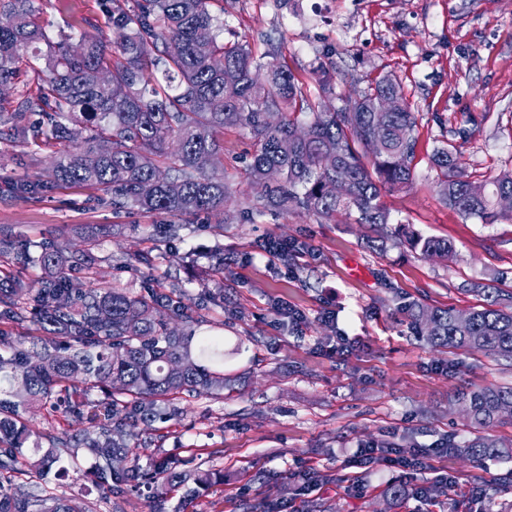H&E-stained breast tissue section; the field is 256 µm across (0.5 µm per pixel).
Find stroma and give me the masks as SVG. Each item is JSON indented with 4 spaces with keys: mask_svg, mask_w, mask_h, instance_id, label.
<instances>
[{
    "mask_svg": "<svg viewBox=\"0 0 512 512\" xmlns=\"http://www.w3.org/2000/svg\"><path fill=\"white\" fill-rule=\"evenodd\" d=\"M51 40L84 33L112 42L102 0H36ZM224 39L248 41L254 57L280 47L305 93L333 61L340 78L332 106L351 88L394 76L416 112L418 142L410 187L383 192L384 225L349 224L303 210L272 212L250 223L216 226L184 219L179 239L153 249L166 216L116 212L99 192L75 187L37 198L13 183L48 163L47 152L19 148L0 155V229L62 245L100 240L91 281L137 293L185 288L205 317L198 332L224 339V371L246 381L221 399L178 401L179 413L143 431V468L163 455L208 471L196 512H512V460L475 464L437 454L471 431L453 395L460 389L512 385V362L481 351L435 350L419 341L405 307L466 309L481 303L472 284L512 292V219L484 224L448 208L435 192L434 151L453 143L459 167L480 176L512 171V0H226ZM332 58H325V49ZM252 140L224 131V168L232 174L228 209L249 186L244 172ZM452 242V261L426 257L391 235L394 224ZM295 245L292 261L269 258L266 240ZM222 249L224 270L199 279L208 255ZM283 305L300 312L292 323ZM367 460H360L364 449ZM430 450L432 478H413L394 458ZM408 489L402 504L384 491ZM34 494L83 495L91 512H174L144 487L115 494L93 484L92 460L79 454L68 477L24 478Z\"/></svg>",
    "mask_w": 512,
    "mask_h": 512,
    "instance_id": "obj_1",
    "label": "stroma"
}]
</instances>
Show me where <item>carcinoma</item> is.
I'll return each mask as SVG.
<instances>
[{
    "label": "carcinoma",
    "instance_id": "cac0c4a2",
    "mask_svg": "<svg viewBox=\"0 0 512 512\" xmlns=\"http://www.w3.org/2000/svg\"><path fill=\"white\" fill-rule=\"evenodd\" d=\"M35 0H0V87H11L20 50L43 43L47 85L24 92L11 108L1 106L8 147L35 145L51 161L15 192L39 195L82 185L104 192L114 209L170 217L224 214L229 187L224 176V129L248 131L254 142L247 170L250 192L237 214L254 222L268 211L302 209L330 219L357 213L358 224H389L382 192L413 182L418 118L400 84L380 77L353 89L339 109L326 110L335 73L320 71L316 93H304L277 46L256 61L247 41L226 44L224 0H105L113 45L83 34L66 44L50 41ZM206 29L210 38L199 39ZM177 43L178 52L169 51ZM387 95L392 112H375ZM88 131L71 148L76 127ZM380 147L373 151L370 141ZM450 143L432 156L437 194L448 208L483 224L505 217L498 200L512 197V172L474 178L457 165ZM341 181L346 195L325 190ZM428 257L454 259L453 244L399 226L394 237ZM97 243L82 248L44 238L36 251L23 239L0 238V262L40 268L38 287L0 276V321L20 324L33 316L41 336H14L0 329V475L60 477L63 456L83 449L93 460L95 483L136 481L158 498L179 491L175 512H186L209 483V474L176 470L164 457L153 469L139 467L136 428L166 415L182 396L222 395L237 378L224 374V338L198 336L203 323L181 300L136 294L118 285L89 287L74 274L90 273ZM483 303L469 309L408 304V315L434 349L477 350L512 360V295L477 288ZM176 318L185 327L172 325ZM83 385L108 401H73ZM86 418L93 431L62 437L30 427L26 415L40 409ZM454 403L478 434L451 450L475 461L512 457L487 429L512 415V386L461 390ZM35 437L33 448L25 447ZM0 512H89L78 498L50 493L29 496L0 483Z\"/></svg>",
    "mask_w": 512,
    "mask_h": 512
}]
</instances>
